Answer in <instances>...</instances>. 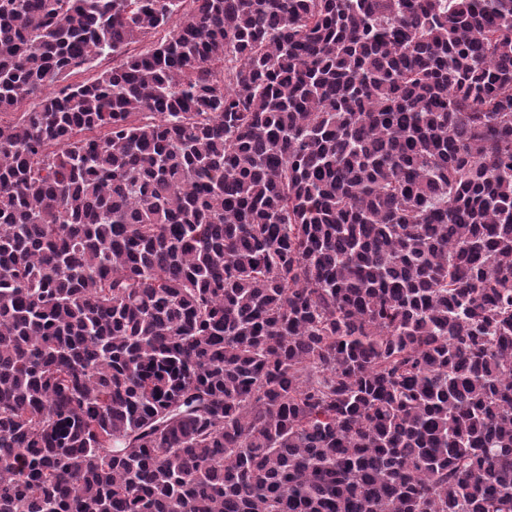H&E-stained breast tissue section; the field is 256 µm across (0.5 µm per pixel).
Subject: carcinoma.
Segmentation results:
<instances>
[{"mask_svg": "<svg viewBox=\"0 0 512 512\" xmlns=\"http://www.w3.org/2000/svg\"><path fill=\"white\" fill-rule=\"evenodd\" d=\"M16 110L0 512H512V0H0Z\"/></svg>", "mask_w": 512, "mask_h": 512, "instance_id": "cac0c4a2", "label": "carcinoma"}]
</instances>
